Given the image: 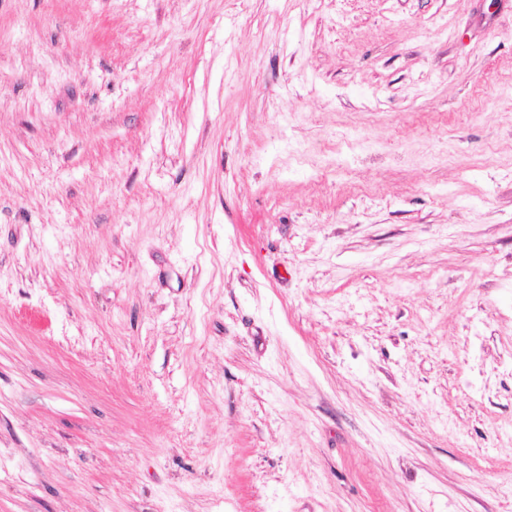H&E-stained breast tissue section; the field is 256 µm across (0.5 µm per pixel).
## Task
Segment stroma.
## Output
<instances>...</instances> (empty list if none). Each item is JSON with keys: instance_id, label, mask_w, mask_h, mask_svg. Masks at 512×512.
I'll use <instances>...</instances> for the list:
<instances>
[{"instance_id": "obj_1", "label": "stroma", "mask_w": 512, "mask_h": 512, "mask_svg": "<svg viewBox=\"0 0 512 512\" xmlns=\"http://www.w3.org/2000/svg\"><path fill=\"white\" fill-rule=\"evenodd\" d=\"M0 512H512V0H0Z\"/></svg>"}]
</instances>
